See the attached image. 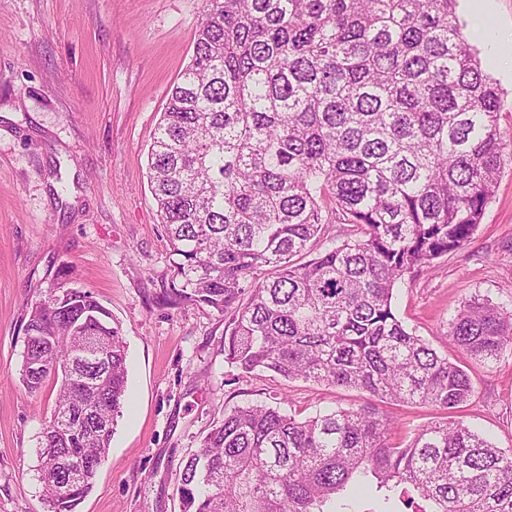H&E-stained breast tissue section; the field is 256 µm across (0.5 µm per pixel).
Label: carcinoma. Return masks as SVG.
I'll return each instance as SVG.
<instances>
[{
	"label": "carcinoma",
	"mask_w": 512,
	"mask_h": 512,
	"mask_svg": "<svg viewBox=\"0 0 512 512\" xmlns=\"http://www.w3.org/2000/svg\"><path fill=\"white\" fill-rule=\"evenodd\" d=\"M456 2L207 0L148 170L175 256L165 302L224 315V359L242 373L450 414L474 396L470 375L392 303L406 275L470 241L512 163L503 98ZM331 224L350 231L340 239ZM324 237L334 246L313 253ZM24 331L28 392L60 380L42 504L77 512L124 406L125 341L79 288L51 291ZM90 336L100 360L68 363ZM447 336L495 361L512 345V307L476 294ZM392 426L371 402L309 417L234 406L182 468V512H358L363 487L380 501L373 512H395V499L412 512H512V449L459 419L404 445Z\"/></svg>",
	"instance_id": "obj_1"
}]
</instances>
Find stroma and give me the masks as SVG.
<instances>
[{
	"label": "stroma",
	"instance_id": "obj_1",
	"mask_svg": "<svg viewBox=\"0 0 512 512\" xmlns=\"http://www.w3.org/2000/svg\"><path fill=\"white\" fill-rule=\"evenodd\" d=\"M457 0L461 34L504 100L512 68L490 58ZM206 0H0V512H41L37 465L54 409V380L23 386L24 325L64 286L91 291L127 346L128 405L78 512H181L179 475L225 409L278 405L312 415L363 404L362 392L244 374L224 360V318L169 308L171 261L147 177V154L169 91L189 63ZM512 303V165H505L465 248L395 290L404 325L470 374L458 409L512 449V346L499 360L465 358L446 338L472 294ZM404 443L446 410L379 403Z\"/></svg>",
	"mask_w": 512,
	"mask_h": 512
}]
</instances>
